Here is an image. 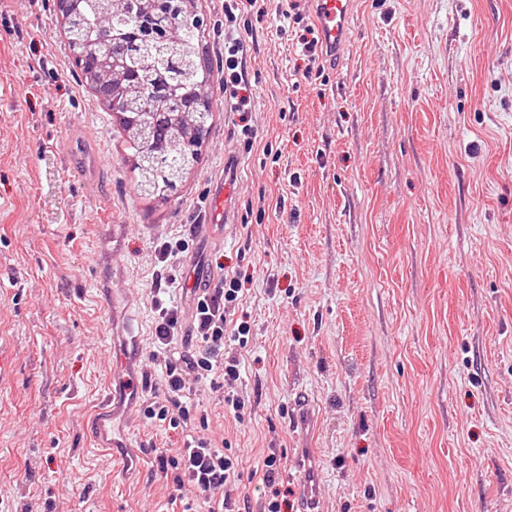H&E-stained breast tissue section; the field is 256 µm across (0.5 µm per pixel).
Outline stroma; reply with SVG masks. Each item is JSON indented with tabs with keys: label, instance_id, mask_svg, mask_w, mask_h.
<instances>
[{
	"label": "stroma",
	"instance_id": "stroma-1",
	"mask_svg": "<svg viewBox=\"0 0 512 512\" xmlns=\"http://www.w3.org/2000/svg\"><path fill=\"white\" fill-rule=\"evenodd\" d=\"M242 0L245 111L224 99V0L210 18L213 116L175 196L138 192L123 133L71 63L56 0L0 5V512H171L152 448L181 430L140 401L90 431L112 354H149L157 279L238 276L249 341L243 420L209 384L190 400L239 457L256 512L269 449L301 512H512V0H353L348 42L305 80L311 17ZM232 223L201 238L224 155ZM185 239L159 266L155 248ZM305 394L315 418L294 424Z\"/></svg>",
	"mask_w": 512,
	"mask_h": 512
}]
</instances>
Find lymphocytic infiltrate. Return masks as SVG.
Segmentation results:
<instances>
[{
    "label": "lymphocytic infiltrate",
    "instance_id": "lymphocytic-infiltrate-1",
    "mask_svg": "<svg viewBox=\"0 0 512 512\" xmlns=\"http://www.w3.org/2000/svg\"><path fill=\"white\" fill-rule=\"evenodd\" d=\"M246 52L243 39L233 38L224 44V92L238 111L248 101L242 69ZM240 291L237 278L217 275L213 286L196 294L192 315L187 319L179 306L153 296L155 336L151 358L163 365L164 371L161 393L153 395L144 408L146 418L173 428L187 427L194 417L186 398L192 384L198 382L220 391L225 409L235 418H243L246 402L229 385L240 377V356L248 343L249 329L231 324L227 318L228 307L238 301ZM152 465L170 480L174 493L190 486L207 504L208 512H236L239 462L212 438L190 434L181 448L155 449Z\"/></svg>",
    "mask_w": 512,
    "mask_h": 512
}]
</instances>
